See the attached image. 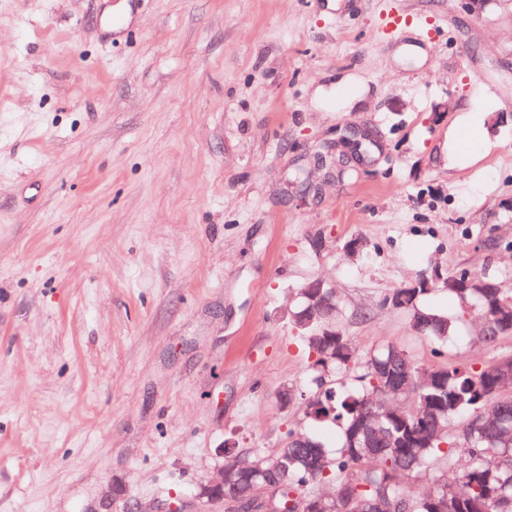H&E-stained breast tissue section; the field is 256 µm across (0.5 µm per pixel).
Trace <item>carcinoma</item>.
Masks as SVG:
<instances>
[{
	"mask_svg": "<svg viewBox=\"0 0 512 512\" xmlns=\"http://www.w3.org/2000/svg\"><path fill=\"white\" fill-rule=\"evenodd\" d=\"M456 276H421L415 287L385 297L439 355L465 318L424 309L421 296L444 290L462 312L478 307L486 317L512 307V288L503 282L468 288ZM318 294L336 334L324 336L320 326L303 324L310 300L299 295L293 320L313 359L305 388L288 391L304 401L310 421L336 430V443L313 434L312 448L248 451L256 472H271L281 484L279 505L315 500L313 488L325 484L336 490V499L325 501L332 512H374L380 500L389 505L386 512H512V436L501 432L512 422V381L500 378L499 365L428 367L394 344L363 357L337 325L339 301L329 300L327 288L313 292ZM395 352L408 364V375L393 379L385 363ZM460 418L465 426L457 434L451 423Z\"/></svg>",
	"mask_w": 512,
	"mask_h": 512,
	"instance_id": "cac0c4a2",
	"label": "carcinoma"
}]
</instances>
